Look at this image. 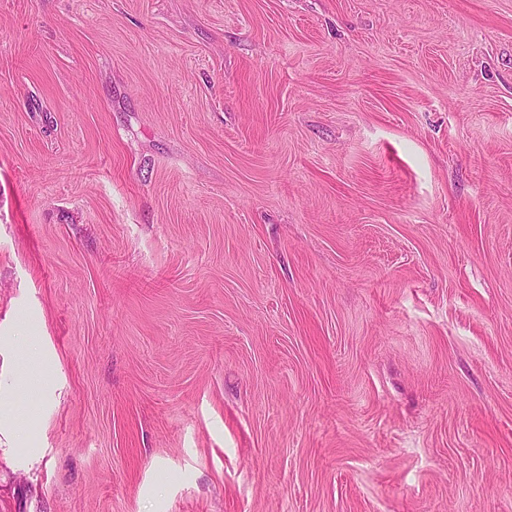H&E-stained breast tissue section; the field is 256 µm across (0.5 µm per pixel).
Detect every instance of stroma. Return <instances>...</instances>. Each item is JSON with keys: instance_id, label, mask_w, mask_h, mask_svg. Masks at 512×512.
I'll return each mask as SVG.
<instances>
[{"instance_id": "stroma-1", "label": "stroma", "mask_w": 512, "mask_h": 512, "mask_svg": "<svg viewBox=\"0 0 512 512\" xmlns=\"http://www.w3.org/2000/svg\"><path fill=\"white\" fill-rule=\"evenodd\" d=\"M0 512H512V0H0ZM31 353L32 349L26 339L23 343L18 345V356L15 355V363L17 364V367L11 380L12 391L25 387L34 378L38 367L29 363Z\"/></svg>"}]
</instances>
